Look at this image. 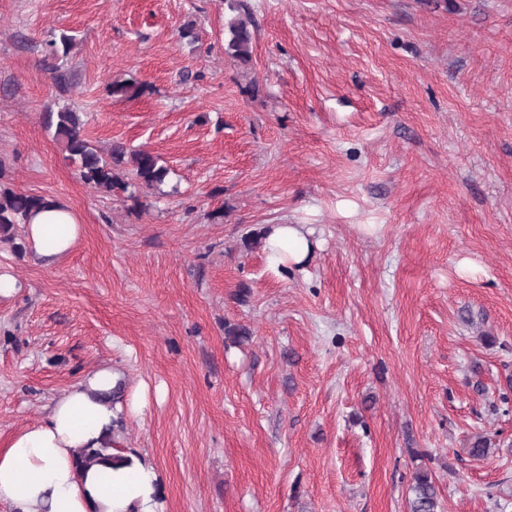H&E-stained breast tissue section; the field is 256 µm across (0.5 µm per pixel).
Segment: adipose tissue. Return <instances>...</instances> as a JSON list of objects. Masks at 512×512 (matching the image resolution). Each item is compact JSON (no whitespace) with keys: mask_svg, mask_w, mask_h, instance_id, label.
Returning <instances> with one entry per match:
<instances>
[{"mask_svg":"<svg viewBox=\"0 0 512 512\" xmlns=\"http://www.w3.org/2000/svg\"><path fill=\"white\" fill-rule=\"evenodd\" d=\"M81 226L56 203L25 226L30 251L55 265L76 245ZM264 248L279 265L305 264L318 241L306 224H272ZM120 374L111 365L85 373L64 390L40 422L17 431L0 449V503L10 512H162L154 467L124 453L115 467L79 470L76 451L111 444L121 400L112 396Z\"/></svg>","mask_w":512,"mask_h":512,"instance_id":"1","label":"adipose tissue"}]
</instances>
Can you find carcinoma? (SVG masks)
Instances as JSON below:
<instances>
[{
  "mask_svg": "<svg viewBox=\"0 0 512 512\" xmlns=\"http://www.w3.org/2000/svg\"><path fill=\"white\" fill-rule=\"evenodd\" d=\"M229 17L224 24L226 39L224 51L231 58L246 63L251 60L253 34L251 19L244 0H225ZM44 126L54 130V138L63 147L66 159L75 164L84 183L98 192L112 196L126 194L135 197L138 188L157 187L164 183L168 168L159 164V158L147 149L130 150L122 142H115L104 153L82 134V114L64 108L58 112H47ZM44 196L16 192L0 185V243L9 244L15 251L28 247L26 238L16 242L17 229L25 227L37 210L48 204ZM494 453L490 438L477 435L468 448L474 459H484ZM115 456L104 448H80L77 465L84 470L94 465H114ZM412 497L409 512H438L440 508L432 474L424 469L414 472L411 484Z\"/></svg>",
  "mask_w": 512,
  "mask_h": 512,
  "instance_id": "cac0c4a2",
  "label": "carcinoma"
}]
</instances>
